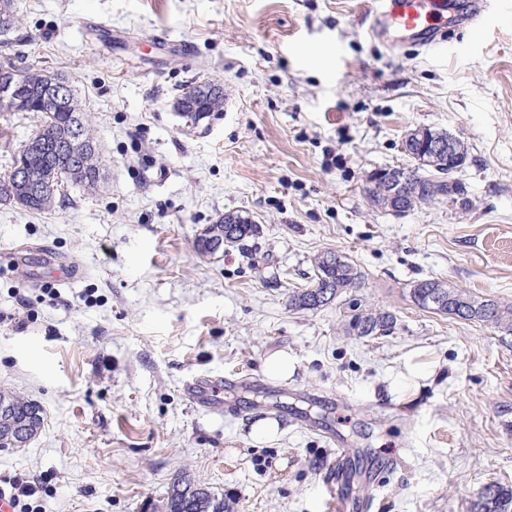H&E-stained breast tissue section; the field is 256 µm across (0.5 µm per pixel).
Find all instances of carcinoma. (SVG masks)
Segmentation results:
<instances>
[{
  "mask_svg": "<svg viewBox=\"0 0 512 512\" xmlns=\"http://www.w3.org/2000/svg\"><path fill=\"white\" fill-rule=\"evenodd\" d=\"M15 23L14 0H0V33L10 31ZM2 66H10L19 72V93L28 102V106L22 108V111L35 112L40 118V124L36 126L35 133L31 134L29 140L36 139L42 142L43 146L40 150L25 155L19 150L14 152L11 168L23 166L28 173V183L21 188L12 189L9 175H4L0 178V199L14 203L20 200V207L24 210L44 211L53 208L66 197L59 188L52 192L38 191L37 180L43 169L64 165L68 149L67 135L74 123L79 124L83 139L91 142L93 149L77 160L75 169L68 171L64 179L86 190L96 188L103 167L101 150L90 132L88 113L84 112L76 90H71L66 101L54 104L47 100L43 70L33 66H17L11 57L1 60L0 67ZM223 109L224 87L210 81L187 87L175 102L176 112L193 125L209 117L211 113L221 112ZM414 160L417 161V165L404 169L411 182L412 192L394 196L387 187L386 179L376 176L369 180L364 188L371 201L394 212H405L418 204L432 202L441 197L454 199V196L448 195L447 176L451 175L448 169V154L445 153L436 160L430 157L422 161L417 156ZM256 228L257 225L247 216L239 213L224 214L202 229L195 239L194 250L199 255H214L217 253L213 248L214 244L218 243L222 247L240 245L246 238L254 235ZM361 280L362 273L351 260L345 257L342 263L338 264L336 253L326 251L314 259L310 284L292 291L290 304L296 309L316 312L337 299L345 289L360 284ZM450 293L469 300L476 299L470 292L452 287L435 278L424 280L422 288L416 281L409 291L412 302L423 310L428 309L462 321L469 320L470 314L465 311L463 305L450 309L446 304L438 306L430 303V298L446 299ZM349 309L352 314L348 316V323L344 325L347 333H354L359 328L363 337L384 336L395 326L396 317L390 312H363L359 310L357 303L352 301L349 302ZM483 321L484 326L496 330L501 337L511 336L512 304L491 300ZM0 403L8 407L7 414L0 415L1 437L9 439L17 435L26 443L36 436L41 427V409L38 405L2 392ZM473 510L512 512V486L499 482L483 485L473 504ZM164 512H227V508L224 498L184 476L172 483Z\"/></svg>",
  "mask_w": 512,
  "mask_h": 512,
  "instance_id": "obj_1",
  "label": "carcinoma"
}]
</instances>
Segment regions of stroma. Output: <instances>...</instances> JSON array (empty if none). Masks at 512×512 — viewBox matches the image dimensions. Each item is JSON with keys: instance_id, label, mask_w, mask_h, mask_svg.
Masks as SVG:
<instances>
[{"instance_id": "35a3bbf8", "label": "stroma", "mask_w": 512, "mask_h": 512, "mask_svg": "<svg viewBox=\"0 0 512 512\" xmlns=\"http://www.w3.org/2000/svg\"><path fill=\"white\" fill-rule=\"evenodd\" d=\"M16 6L9 42L75 87L105 177L48 212L0 202V391L44 416L25 446L0 448V473L46 479V512H162L183 474L230 512H326L333 430L396 461L371 512H471L484 484L512 485V336L409 294L439 278L512 303V0L429 49L369 37L378 0ZM204 80L223 85L224 109L193 126L174 102ZM37 123L0 110V175ZM418 126L467 146L464 204L374 206L367 176L409 165ZM228 212L255 235L197 254ZM327 250L360 286L292 308ZM352 298L393 313L392 332L345 333ZM281 351L296 362L285 381L262 372ZM410 365L431 378L390 393ZM200 373L231 378L224 416L185 400ZM260 418L283 436L254 442Z\"/></svg>"}]
</instances>
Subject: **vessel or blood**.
<instances>
[{
  "mask_svg": "<svg viewBox=\"0 0 512 512\" xmlns=\"http://www.w3.org/2000/svg\"><path fill=\"white\" fill-rule=\"evenodd\" d=\"M486 8L487 0H382L368 34L393 44L433 45L445 41L449 31L479 24ZM183 390L194 407L223 413L221 382L200 375L185 383ZM329 475L326 506L329 512H344V490L350 475L349 449H337Z\"/></svg>",
  "mask_w": 512,
  "mask_h": 512,
  "instance_id": "vessel-or-blood-1",
  "label": "vessel or blood"
}]
</instances>
